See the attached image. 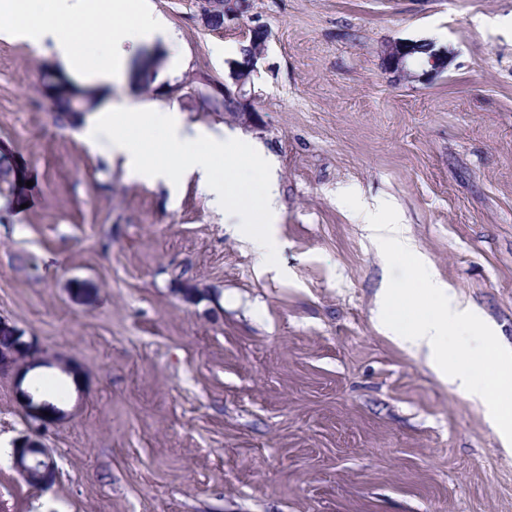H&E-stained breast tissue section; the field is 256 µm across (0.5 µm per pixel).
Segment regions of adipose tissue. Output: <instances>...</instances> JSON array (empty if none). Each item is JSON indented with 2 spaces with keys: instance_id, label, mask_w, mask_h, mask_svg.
Wrapping results in <instances>:
<instances>
[{
  "instance_id": "obj_1",
  "label": "adipose tissue",
  "mask_w": 512,
  "mask_h": 512,
  "mask_svg": "<svg viewBox=\"0 0 512 512\" xmlns=\"http://www.w3.org/2000/svg\"><path fill=\"white\" fill-rule=\"evenodd\" d=\"M39 11L36 0H0V35L28 40L36 49L52 42L54 62L72 79H92L109 86L120 81L131 53L141 43L174 37L149 0H49ZM99 17L114 21L112 41L98 45L88 39L75 45L63 37V21L88 23ZM83 141L121 159L125 172L139 179H197L215 206L248 218L252 210L267 219L277 214V186L272 167L256 148L236 135L208 133L186 126L179 115L155 104L119 103L81 127ZM261 183L249 201L239 192L248 174ZM369 230L382 242L390 259L406 260L411 287L388 284L377 319L403 349L423 359L437 377L474 404L487 408L494 428L512 446V349L491 347L490 330L476 311L441 280L421 257L401 224H373ZM464 332L471 337L466 356L470 368L450 357L448 338Z\"/></svg>"
}]
</instances>
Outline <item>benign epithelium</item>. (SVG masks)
<instances>
[{"label": "benign epithelium", "instance_id": "benign-epithelium-1", "mask_svg": "<svg viewBox=\"0 0 512 512\" xmlns=\"http://www.w3.org/2000/svg\"><path fill=\"white\" fill-rule=\"evenodd\" d=\"M268 40L250 41L248 45L239 47L246 62L233 60L229 63V79L231 84L224 85V96L233 100L236 111L242 120L250 121L256 116L252 93V73L256 64L267 53ZM414 47L406 44H394L385 52L387 69L399 78L419 76L430 77L448 68V57L435 51L426 57L427 67L422 73L413 72L412 54ZM0 334L5 339L0 341V361L4 360L10 367L13 376L14 390L24 404L30 425L34 429L51 424L65 418V411L41 398L36 390L23 387L26 374L36 367H56L68 373V363L56 354L45 349L18 347L20 331L5 321H0ZM19 447L14 449L13 465L31 485L49 487L57 475V468L52 456L44 443L33 433L22 436L17 440Z\"/></svg>", "mask_w": 512, "mask_h": 512}]
</instances>
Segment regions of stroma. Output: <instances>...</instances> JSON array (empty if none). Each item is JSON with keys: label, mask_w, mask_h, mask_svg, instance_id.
<instances>
[{"label": "stroma", "mask_w": 512, "mask_h": 512, "mask_svg": "<svg viewBox=\"0 0 512 512\" xmlns=\"http://www.w3.org/2000/svg\"><path fill=\"white\" fill-rule=\"evenodd\" d=\"M175 34L139 46L103 105L160 102L270 158L278 214L236 231L196 180L129 178L60 126L34 87L50 53L0 38V146L27 180L0 194V319L66 358L30 371L67 413L42 441L0 374V512H512V451L482 407L381 332L409 286L360 221L399 216L441 278L512 348V0H254L221 34L196 0H151ZM264 23L253 123L194 93L228 79ZM446 53L436 76L387 70L386 47ZM17 443L24 448H14L15 470L33 486H51L56 479L57 468L44 443L33 433L23 435Z\"/></svg>", "instance_id": "stroma-1"}]
</instances>
